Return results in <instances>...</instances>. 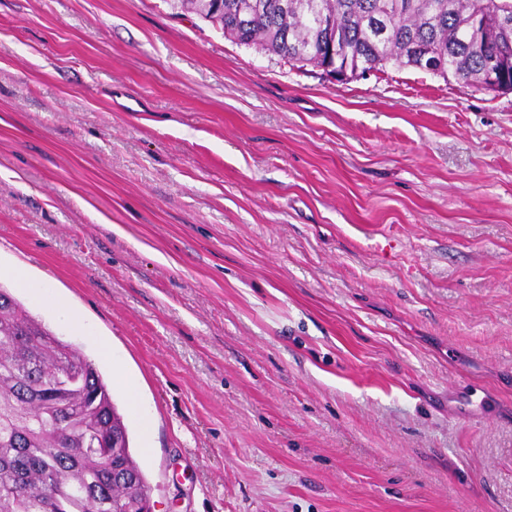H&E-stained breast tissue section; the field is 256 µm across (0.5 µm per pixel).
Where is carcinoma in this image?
<instances>
[{"label": "carcinoma", "mask_w": 512, "mask_h": 512, "mask_svg": "<svg viewBox=\"0 0 512 512\" xmlns=\"http://www.w3.org/2000/svg\"><path fill=\"white\" fill-rule=\"evenodd\" d=\"M180 0L244 45L317 68L418 70L512 83V0ZM116 440L102 457L86 448ZM149 487L95 364L0 287V512H144Z\"/></svg>", "instance_id": "obj_1"}]
</instances>
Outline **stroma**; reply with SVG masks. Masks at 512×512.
I'll use <instances>...</instances> for the list:
<instances>
[{"mask_svg":"<svg viewBox=\"0 0 512 512\" xmlns=\"http://www.w3.org/2000/svg\"><path fill=\"white\" fill-rule=\"evenodd\" d=\"M18 264L90 326L18 296L154 512H512V91L337 82L175 0H0Z\"/></svg>","mask_w":512,"mask_h":512,"instance_id":"obj_1","label":"stroma"}]
</instances>
